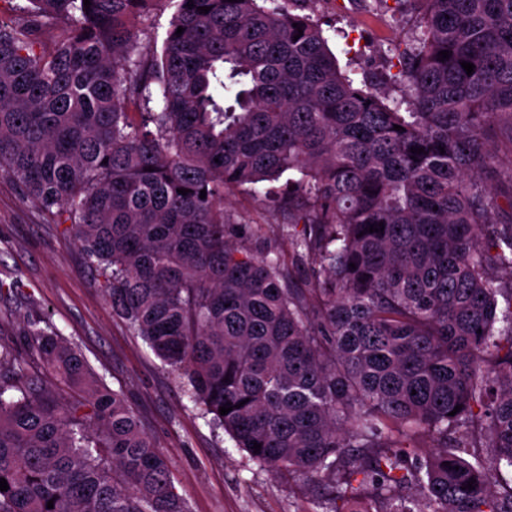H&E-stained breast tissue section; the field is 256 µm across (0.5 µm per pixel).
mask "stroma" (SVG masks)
Returning <instances> with one entry per match:
<instances>
[{
  "instance_id": "1",
  "label": "stroma",
  "mask_w": 512,
  "mask_h": 512,
  "mask_svg": "<svg viewBox=\"0 0 512 512\" xmlns=\"http://www.w3.org/2000/svg\"><path fill=\"white\" fill-rule=\"evenodd\" d=\"M303 8L321 23L340 63L353 61L369 71L386 70L391 45L411 38L418 25L410 2L396 16L382 12L377 0H305ZM279 187L275 181L252 192L235 190L229 208L247 244H255L252 230L261 225L263 236L284 257L288 243L280 226L288 212L269 207L265 198ZM16 297L23 305L5 311ZM30 319L57 329L109 388L123 391L168 455L173 482L191 512H313L303 481L276 478L227 434L212 431L179 376L113 316L74 238L52 224L15 179L0 172V341L25 348L21 330Z\"/></svg>"
}]
</instances>
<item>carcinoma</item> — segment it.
Wrapping results in <instances>:
<instances>
[{
	"label": "carcinoma",
	"mask_w": 512,
	"mask_h": 512,
	"mask_svg": "<svg viewBox=\"0 0 512 512\" xmlns=\"http://www.w3.org/2000/svg\"><path fill=\"white\" fill-rule=\"evenodd\" d=\"M90 2L0 0V172L112 315L323 512H512V150L488 140L512 145V0H415L379 81L292 0H176L158 52L134 28L155 0ZM283 176L289 264L224 206ZM23 334L34 362L0 342V512H190L124 393Z\"/></svg>",
	"instance_id": "1"
}]
</instances>
